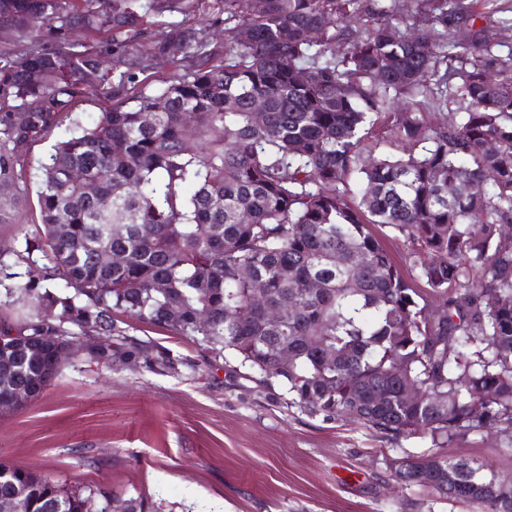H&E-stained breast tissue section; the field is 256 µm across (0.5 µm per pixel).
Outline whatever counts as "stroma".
<instances>
[{"label":"stroma","mask_w":512,"mask_h":512,"mask_svg":"<svg viewBox=\"0 0 512 512\" xmlns=\"http://www.w3.org/2000/svg\"><path fill=\"white\" fill-rule=\"evenodd\" d=\"M112 105L86 88L31 144L19 191L0 198L13 218L0 224V253L40 221L37 175L52 146ZM133 335L169 348L177 372L102 365L85 354L68 360L40 399L0 415V461L122 499L145 493L165 512H471L429 489L394 485L388 460L423 454L426 441L396 444L349 419L311 416L186 340L141 326ZM452 453L512 472V452L486 433Z\"/></svg>","instance_id":"35a3bbf8"}]
</instances>
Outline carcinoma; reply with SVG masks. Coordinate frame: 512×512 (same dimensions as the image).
Masks as SVG:
<instances>
[{"label": "carcinoma", "mask_w": 512, "mask_h": 512, "mask_svg": "<svg viewBox=\"0 0 512 512\" xmlns=\"http://www.w3.org/2000/svg\"><path fill=\"white\" fill-rule=\"evenodd\" d=\"M182 2L0 0L1 32L36 41L50 25L56 42L0 61L1 195L85 87L116 99L54 146L40 224L0 259V287L35 307L20 324L0 318V400L44 394L62 369L60 336L98 338V363L175 369L170 351L129 334L135 323L232 360L312 416L429 441V454L391 470L399 487L512 512L511 473L448 454L475 432L512 451V51L500 54L491 19L464 0H387L365 21L360 0H221V63L183 22L144 49L149 19ZM308 28L320 37L302 39ZM152 61L184 73L147 93L138 75ZM450 99L441 124L424 119L419 105ZM463 183L482 190L459 195ZM376 227L409 243L410 268ZM407 384L425 399L406 401ZM450 468L453 496L438 484ZM9 488L16 512H108L98 485L0 461ZM125 503L163 512L147 495Z\"/></svg>", "instance_id": "cac0c4a2"}]
</instances>
